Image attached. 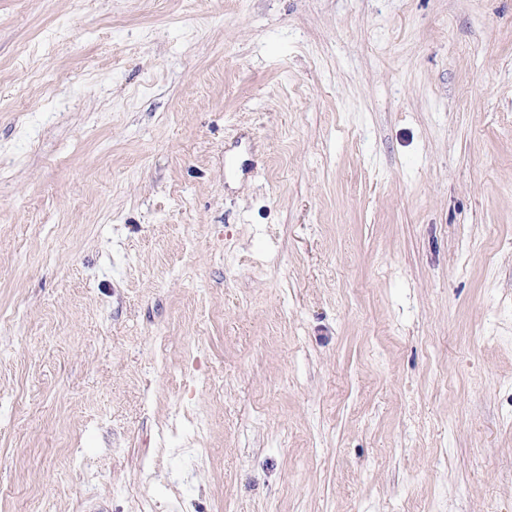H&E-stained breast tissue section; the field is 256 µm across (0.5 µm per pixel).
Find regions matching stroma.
Instances as JSON below:
<instances>
[{
    "label": "stroma",
    "mask_w": 512,
    "mask_h": 512,
    "mask_svg": "<svg viewBox=\"0 0 512 512\" xmlns=\"http://www.w3.org/2000/svg\"><path fill=\"white\" fill-rule=\"evenodd\" d=\"M0 512H512V0H0Z\"/></svg>",
    "instance_id": "obj_1"
}]
</instances>
